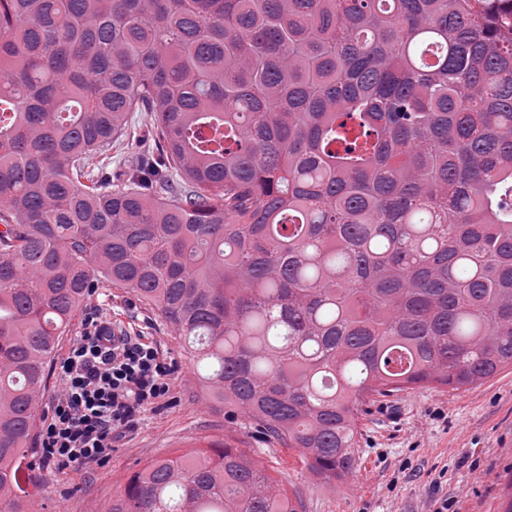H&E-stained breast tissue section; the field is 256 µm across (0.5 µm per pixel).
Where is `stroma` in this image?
I'll return each mask as SVG.
<instances>
[{"mask_svg": "<svg viewBox=\"0 0 512 512\" xmlns=\"http://www.w3.org/2000/svg\"><path fill=\"white\" fill-rule=\"evenodd\" d=\"M83 311L103 313L117 329L153 341L176 369L162 408L144 411L97 462L39 467L38 491L51 512H95L148 460L226 437L297 489L306 512H504L511 500L510 369L466 390L425 387L376 399L360 421L354 473L327 481L308 471L299 452L267 442L243 417L205 400L189 354L133 296L102 288Z\"/></svg>", "mask_w": 512, "mask_h": 512, "instance_id": "1", "label": "stroma"}]
</instances>
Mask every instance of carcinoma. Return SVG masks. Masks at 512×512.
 Masks as SVG:
<instances>
[{
  "instance_id": "1",
  "label": "carcinoma",
  "mask_w": 512,
  "mask_h": 512,
  "mask_svg": "<svg viewBox=\"0 0 512 512\" xmlns=\"http://www.w3.org/2000/svg\"><path fill=\"white\" fill-rule=\"evenodd\" d=\"M96 288L328 481L370 401L512 368V0H0V512L46 509L39 400ZM101 512L305 504L226 443Z\"/></svg>"
}]
</instances>
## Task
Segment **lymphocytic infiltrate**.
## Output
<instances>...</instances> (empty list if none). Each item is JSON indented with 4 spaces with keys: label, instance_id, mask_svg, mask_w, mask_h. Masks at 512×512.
<instances>
[{
    "label": "lymphocytic infiltrate",
    "instance_id": "f902f5d3",
    "mask_svg": "<svg viewBox=\"0 0 512 512\" xmlns=\"http://www.w3.org/2000/svg\"><path fill=\"white\" fill-rule=\"evenodd\" d=\"M84 326L85 335L56 368L62 391L39 433L43 459L58 466L97 461L171 387L173 366L153 342L115 335L111 322L96 314Z\"/></svg>",
    "mask_w": 512,
    "mask_h": 512
}]
</instances>
